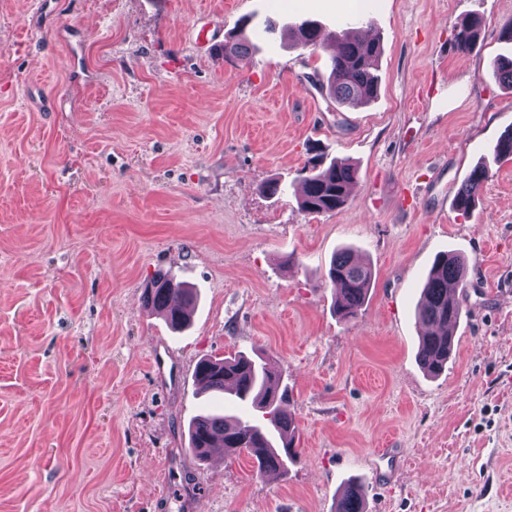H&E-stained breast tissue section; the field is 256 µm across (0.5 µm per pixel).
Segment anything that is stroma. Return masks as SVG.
Wrapping results in <instances>:
<instances>
[{
  "label": "stroma",
  "mask_w": 512,
  "mask_h": 512,
  "mask_svg": "<svg viewBox=\"0 0 512 512\" xmlns=\"http://www.w3.org/2000/svg\"><path fill=\"white\" fill-rule=\"evenodd\" d=\"M305 21L319 46L290 37ZM510 21L512 0H0V512H335L351 479L366 512H512V159L493 153L512 89L492 77ZM340 29L381 42L368 104L311 81ZM241 32L251 56L214 52ZM334 160L358 169L348 203L302 211ZM343 248L373 270L349 321L326 277ZM448 251L467 284L431 376L415 311ZM168 269L197 290L180 332L142 299ZM236 352L288 385L286 475L187 451L224 406L195 367ZM487 167L475 168L459 188L455 196V207L463 214H468L475 204L483 182L488 177Z\"/></svg>",
  "instance_id": "obj_1"
}]
</instances>
